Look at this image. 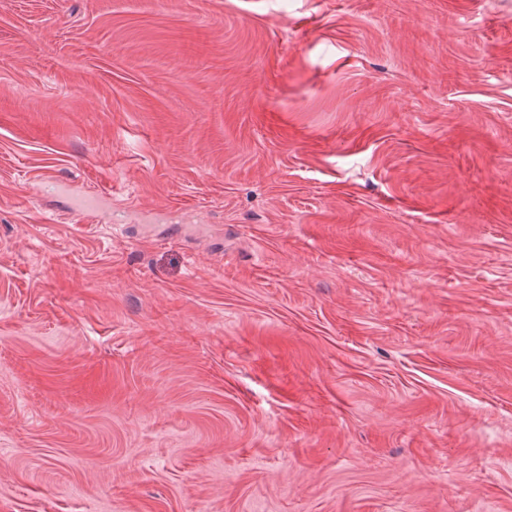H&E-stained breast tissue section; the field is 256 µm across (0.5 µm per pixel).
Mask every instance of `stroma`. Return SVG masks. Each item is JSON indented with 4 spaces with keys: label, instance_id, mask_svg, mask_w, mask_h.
<instances>
[{
    "label": "stroma",
    "instance_id": "stroma-1",
    "mask_svg": "<svg viewBox=\"0 0 512 512\" xmlns=\"http://www.w3.org/2000/svg\"><path fill=\"white\" fill-rule=\"evenodd\" d=\"M0 512H512V0H0Z\"/></svg>",
    "mask_w": 512,
    "mask_h": 512
}]
</instances>
